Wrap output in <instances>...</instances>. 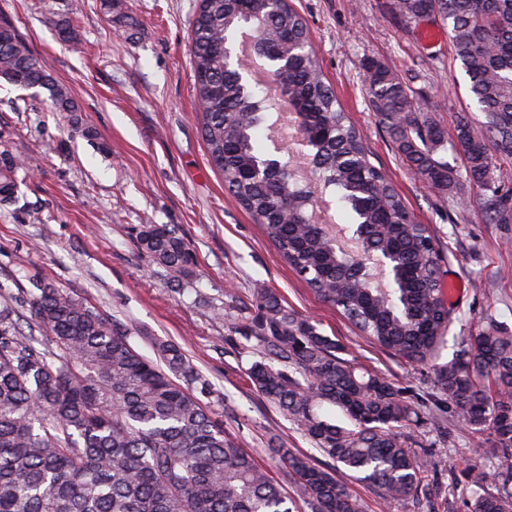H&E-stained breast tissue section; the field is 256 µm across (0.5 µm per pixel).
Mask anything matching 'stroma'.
<instances>
[{
    "instance_id": "1",
    "label": "stroma",
    "mask_w": 512,
    "mask_h": 512,
    "mask_svg": "<svg viewBox=\"0 0 512 512\" xmlns=\"http://www.w3.org/2000/svg\"><path fill=\"white\" fill-rule=\"evenodd\" d=\"M133 34L110 24L102 0H0L9 20L55 82L78 101V124L53 111L47 90H22L0 79V151L22 157L15 201L0 207V290L17 291L34 276L48 277L127 325L132 342L153 358L155 344L178 345L208 384L201 400L224 421L237 446L267 468L303 512V499L275 462L280 442L309 456L317 451L287 417L243 381L253 356L225 344L232 317L214 309L227 295L277 289L285 304L342 342L363 365L403 387L428 390L432 373L398 361L371 344L339 311L303 284L224 190L207 162L196 114L188 35L196 0H124ZM305 18L320 66L352 121L363 131L374 164L444 247L445 276L465 290L441 353L449 360L458 337L485 312L512 328V223L487 224L481 198L463 187L450 207L429 192L398 158L368 107L364 65L376 60L411 76V89L446 131L474 113L467 81L450 65L445 30L423 40L390 11V0H293ZM78 25L82 44L60 42L54 20ZM141 224L178 226L195 251L196 276L171 287L161 269L133 243ZM430 444L439 491L430 501L385 503L367 484L346 478L367 512H466L453 495L471 464L476 437L448 420L447 437L431 424Z\"/></svg>"
}]
</instances>
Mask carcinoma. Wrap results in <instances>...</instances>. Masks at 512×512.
I'll list each match as a JSON object with an SVG mask.
<instances>
[{
  "label": "carcinoma",
  "instance_id": "cac0c4a2",
  "mask_svg": "<svg viewBox=\"0 0 512 512\" xmlns=\"http://www.w3.org/2000/svg\"><path fill=\"white\" fill-rule=\"evenodd\" d=\"M127 31L137 21L124 0H104ZM404 23L448 29L453 59L469 79L481 116L448 134L421 112L406 79L385 64H365L368 105L413 175L443 200L467 183L483 196L488 224L512 223V187L501 162L512 159V0H391ZM254 25L274 97H258L231 61L227 43ZM61 42L81 43L72 22L54 23ZM194 98L207 160L225 190L258 224L293 272L339 309L369 341L398 360L428 365L433 389H406L347 358L318 324L289 310L271 288L232 305L236 332L257 359L245 371L262 400L278 409L333 463L329 470L293 448L271 449L288 468L308 512H365L337 477L359 474L385 502L429 494L430 449L418 439L421 410L447 408L478 436L461 484L467 512H512V331L485 313L439 362L456 321L443 288V249L418 223L387 173L371 161L310 46L305 19L289 0H198L190 31ZM0 79L49 91L70 117L79 103L54 81L8 20H0ZM298 115L312 171L354 224L359 250L388 258L393 288L383 293L336 252L332 234L312 220L314 191L289 161L278 177L258 170L259 146L278 98ZM462 162H457V159ZM23 160L0 152V205L11 203ZM137 251L175 287L198 266L178 227L141 224ZM32 327L20 326L23 313ZM160 362L140 354L131 332L51 279L0 302V512H293L279 485L238 448L190 392L194 368L175 345L158 342ZM185 379L181 384L175 378ZM332 407L341 416L320 414Z\"/></svg>",
  "mask_w": 512,
  "mask_h": 512
}]
</instances>
